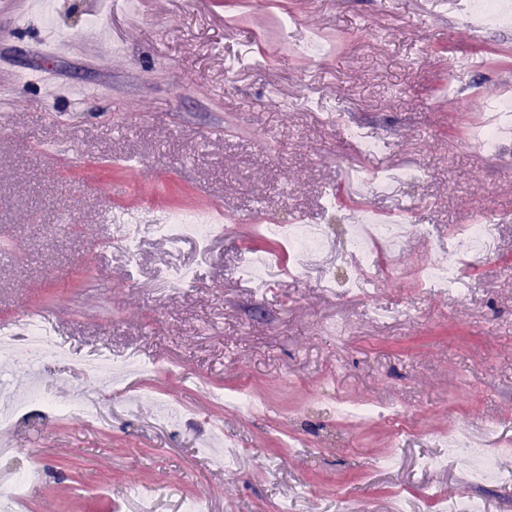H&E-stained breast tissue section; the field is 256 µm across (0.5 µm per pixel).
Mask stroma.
I'll return each instance as SVG.
<instances>
[{"mask_svg":"<svg viewBox=\"0 0 512 512\" xmlns=\"http://www.w3.org/2000/svg\"><path fill=\"white\" fill-rule=\"evenodd\" d=\"M437 0H0V323L33 309L57 324L75 360L25 368V342L0 364V399L29 376L49 400L98 393L79 360L138 353L155 375H131L98 393L97 416H31L0 430L18 455L0 458V491L38 463L27 512H435L467 496L485 512H512V452L501 482L473 483L471 460L445 456L440 432L482 435L490 422L512 440V149L486 158L467 135L488 108L512 105V24L484 29L477 12L444 25ZM292 28L275 36L279 20ZM115 45L102 58L89 34ZM317 38L318 56L290 43ZM76 49L52 59L46 44ZM479 54L488 70H456ZM67 90L46 94L33 72ZM361 127L377 154L348 142ZM416 168L404 191L371 196L383 212L411 209L434 236L408 238L397 261L461 267L459 296L394 276L376 259L380 305L329 293L323 271L262 231L260 217L302 215L329 225L345 277L356 260L340 229L358 198L354 170ZM223 207L232 218L206 243L170 252L153 233L164 211ZM144 229L140 274L108 246L114 209ZM481 215L499 246L467 265L450 237ZM262 254L286 270L256 296L237 277ZM191 267L192 291L163 289L156 269ZM246 393L245 411L230 396ZM394 404L398 420L341 423L325 403ZM182 408L174 426L163 404Z\"/></svg>","mask_w":512,"mask_h":512,"instance_id":"stroma-1","label":"stroma"}]
</instances>
